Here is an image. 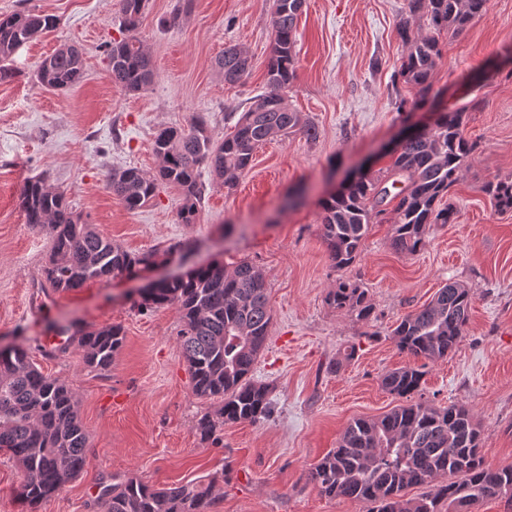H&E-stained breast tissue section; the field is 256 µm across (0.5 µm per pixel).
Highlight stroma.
I'll list each match as a JSON object with an SVG mask.
<instances>
[{
	"label": "stroma",
	"instance_id": "stroma-1",
	"mask_svg": "<svg viewBox=\"0 0 512 512\" xmlns=\"http://www.w3.org/2000/svg\"><path fill=\"white\" fill-rule=\"evenodd\" d=\"M176 2L148 0L139 36L156 75L146 90L128 93L113 84L105 52L123 36L118 0H0V13L32 9L58 20L16 52L17 77L0 83V347L33 348L42 371L75 392L89 433L84 470L38 512H95L99 480L127 475L159 487L215 482L217 512H366L361 502L321 495L308 474L349 421L398 405L380 378L414 359L390 332L450 279L473 293L469 321L447 361L427 364L421 389L433 405L467 406L485 460L512 465V214L496 213L482 190L512 176V0H489L462 35L443 39L424 102L394 81L406 53L397 27L407 0H305L296 77L283 98L317 136L259 146L233 187L207 184L193 224L179 219L177 187L130 212L105 176L114 168L155 172L156 133L195 115L207 116L215 140L233 132L249 99L267 89L273 0H194L191 14L166 26ZM63 44L82 48L86 77L68 90L46 89L31 73ZM229 46L249 58L233 85L215 65ZM476 97L482 104L465 119L475 154L449 193L454 223L433 225L424 248L408 254L392 247V216L384 214L356 262L334 268L320 199L360 164L385 172L386 146L427 124L432 111ZM36 176L128 251L189 240V265L245 258L264 271L273 319L253 378L272 389L268 418L225 425L216 442H200L194 424L219 402L192 390L178 311L138 310L140 280L70 293L41 288L50 240L19 207L22 184ZM342 278L367 288L370 321L328 305ZM72 320L122 326L124 346L109 372L87 368L75 349L53 352L56 325Z\"/></svg>",
	"mask_w": 512,
	"mask_h": 512
}]
</instances>
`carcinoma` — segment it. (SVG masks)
I'll use <instances>...</instances> for the list:
<instances>
[{
	"label": "carcinoma",
	"mask_w": 512,
	"mask_h": 512,
	"mask_svg": "<svg viewBox=\"0 0 512 512\" xmlns=\"http://www.w3.org/2000/svg\"><path fill=\"white\" fill-rule=\"evenodd\" d=\"M304 4L274 0L268 91L250 101L233 133L213 139L207 118L198 114L187 127L158 132L154 151L161 165L156 172L129 167L107 173L109 189L128 211L149 206L160 185H173L183 197L181 223L195 224L203 198L201 170L230 187L250 167L258 145L295 132L317 136L315 126L289 109L281 95L296 75L297 21ZM487 5L488 0H407L409 17L430 30L422 35L406 21L397 29L408 47L398 75L420 98L431 91L442 57L440 38L461 34L484 15ZM146 6L147 0H119L126 36L107 49L112 83L127 92L143 91L154 79L152 58L139 37ZM55 25L54 16L30 10L0 14V82L17 76L11 66L16 51ZM216 67L224 81L236 83L247 74L248 59L240 49L228 47ZM35 78L54 90L79 85L85 78L81 51L73 45L58 47L39 62ZM480 105L472 100L441 112L428 130L392 152L385 174L362 173L319 202L322 238L335 268H347L360 257L370 226L391 201V245L400 252L420 251L431 225L454 221L455 209L443 199L475 151L465 135V115ZM483 192L497 213H512V177L486 183ZM20 198L25 223L49 236L43 287L55 292L130 278L190 249V243L179 241L162 250L131 253L83 221L66 194L40 177L25 181ZM326 300L359 321H369L374 313L368 290L352 280L337 282ZM472 301L471 290L458 282L439 288L428 304L393 329L396 347L431 363L448 359L462 338ZM165 306L180 314V342L194 393L221 402L216 413L196 421L200 441H215L226 424L268 416L270 387L252 378L271 324L264 272L247 259L230 267L216 261L193 268L143 292L140 308ZM58 335L64 338L61 350L76 346L85 365L97 371L112 366L125 340L119 325L88 330L76 321L60 327ZM423 376L421 368L409 366L382 377L383 390L404 403L380 417L355 418L347 425L336 448L309 474L322 495L366 503L368 512H469L483 500L512 501V465L495 467L485 461L480 426L470 410L412 400ZM88 439L76 395L65 382L43 373L27 347L0 353V452L20 468L21 495L29 512H37L83 471ZM439 478L443 482L434 489L407 497L408 489L430 486ZM96 502L103 512H214L217 498L211 483L157 488L125 476L99 483Z\"/></svg>",
	"instance_id": "obj_1"
}]
</instances>
